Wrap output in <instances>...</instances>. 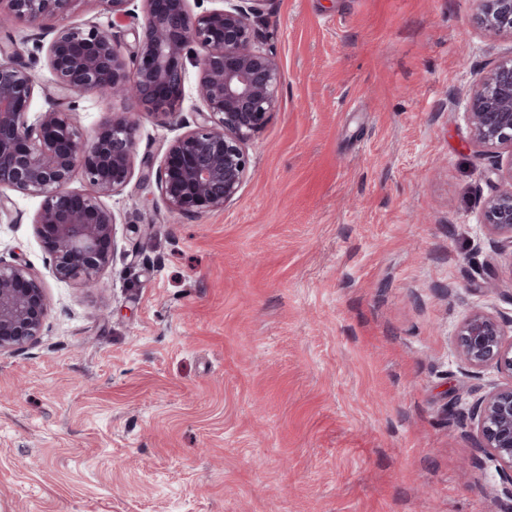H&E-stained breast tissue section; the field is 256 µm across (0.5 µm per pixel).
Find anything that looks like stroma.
<instances>
[{"label":"stroma","mask_w":512,"mask_h":512,"mask_svg":"<svg viewBox=\"0 0 512 512\" xmlns=\"http://www.w3.org/2000/svg\"><path fill=\"white\" fill-rule=\"evenodd\" d=\"M476 0H267L257 27L278 108L246 145L224 210L172 212V127L142 119L105 290L56 277L7 191L0 261L43 282L38 340L0 355V512H512L478 449L476 401L512 378L470 372L473 311L512 331V249L484 225L500 182L470 90L512 56ZM96 23L135 47L141 11L83 0L0 28L56 97V29ZM83 137L133 106L72 95Z\"/></svg>","instance_id":"35a3bbf8"}]
</instances>
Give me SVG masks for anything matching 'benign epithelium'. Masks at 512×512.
I'll return each instance as SVG.
<instances>
[{
  "label": "benign epithelium",
  "mask_w": 512,
  "mask_h": 512,
  "mask_svg": "<svg viewBox=\"0 0 512 512\" xmlns=\"http://www.w3.org/2000/svg\"><path fill=\"white\" fill-rule=\"evenodd\" d=\"M5 2L16 18L38 25L67 14L76 0ZM140 2L142 37L129 56L111 31L96 25L64 26L48 45L60 92L136 102L137 111L112 113L89 140L73 108L52 102L29 121L36 77L16 61V44L0 47V202L5 188L42 198L33 226L56 276L89 288L103 287L101 273L112 259L116 217L102 198L121 192L132 176L141 117L183 129L158 171L143 166L141 183L156 184L171 211L195 217L224 209L237 195L249 170L245 144L277 105L279 67L255 23L266 0H224V7L201 13L190 0ZM476 9L484 27L512 36V0H477ZM187 61L198 68L203 105L190 123L182 117ZM469 123L476 144L511 151L507 164L496 167L501 187L485 203L484 223L512 247V57L472 89ZM77 170L94 194L68 189ZM46 316L41 279L21 264L0 261V355L35 341ZM457 345L470 368L494 364L512 375V337L494 316L471 313L458 328ZM471 419L478 448L500 463L504 493L512 497V383L486 393Z\"/></svg>",
  "instance_id": "7a95c632"
}]
</instances>
